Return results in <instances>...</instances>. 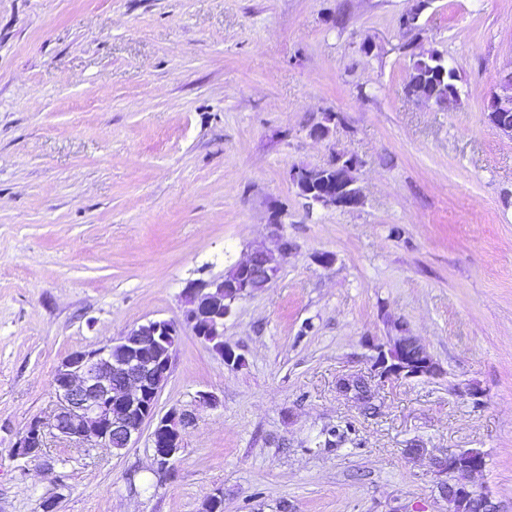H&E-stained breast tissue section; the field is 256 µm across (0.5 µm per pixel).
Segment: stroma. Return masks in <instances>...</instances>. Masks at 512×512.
I'll return each instance as SVG.
<instances>
[{
	"label": "stroma",
	"mask_w": 512,
	"mask_h": 512,
	"mask_svg": "<svg viewBox=\"0 0 512 512\" xmlns=\"http://www.w3.org/2000/svg\"><path fill=\"white\" fill-rule=\"evenodd\" d=\"M409 7L0 0V512H202L215 493L224 512H448L433 459L469 448L512 512V137L487 119L512 0H431L412 34ZM428 50L459 72L452 108L405 92ZM337 152L363 205L309 207L288 170ZM275 212L293 250L224 322L243 366L179 340L158 409L195 421L172 467L146 433L17 455L69 353L182 322L186 283L268 244ZM392 320L443 375L376 380L369 415L337 382L376 379Z\"/></svg>",
	"instance_id": "35a3bbf8"
}]
</instances>
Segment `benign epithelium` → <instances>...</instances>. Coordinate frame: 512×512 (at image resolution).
Listing matches in <instances>:
<instances>
[{"instance_id":"1","label":"benign epithelium","mask_w":512,"mask_h":512,"mask_svg":"<svg viewBox=\"0 0 512 512\" xmlns=\"http://www.w3.org/2000/svg\"><path fill=\"white\" fill-rule=\"evenodd\" d=\"M430 0H412L405 13L404 28L412 32ZM324 168L297 167L289 171V180L306 200L324 208L355 209L362 205L360 190L349 183L323 180ZM288 239L278 235L270 247L252 251L233 266L237 280L224 279L189 284L185 297L190 308L185 323L192 334L235 367L239 360L224 346V319L241 299L259 293L278 277L281 261L291 250ZM178 323L149 320L112 338L107 344L70 353L58 367L53 379L55 408L49 421L32 420L14 443L23 456L36 458L50 427L81 447L127 448L136 442L146 423H154L151 448L159 464L167 465L181 448L183 432L193 424L194 416L173 407L164 415L157 412V397L168 377L173 354L170 350L180 336ZM374 365L382 378H426L442 376L439 364L409 333L402 321L391 324L387 342L376 346ZM339 392L363 410L376 411L377 389L371 380L349 375L337 383ZM486 465L478 449L450 450L435 458L436 471L448 476L441 491L448 505L471 503L477 512H503L501 502L474 482Z\"/></svg>"}]
</instances>
